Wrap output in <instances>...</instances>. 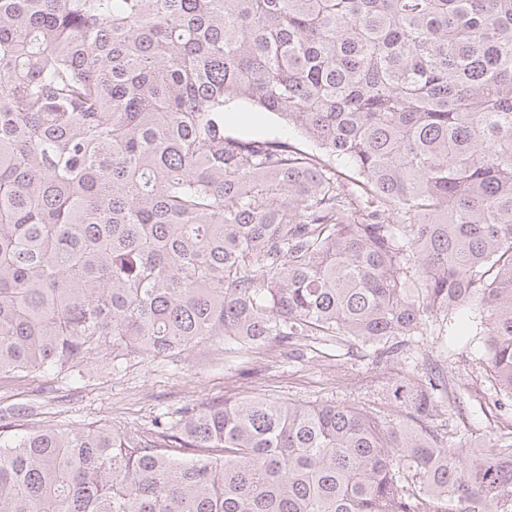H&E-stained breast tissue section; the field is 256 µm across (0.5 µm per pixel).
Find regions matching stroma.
I'll return each instance as SVG.
<instances>
[{
  "label": "stroma",
  "mask_w": 512,
  "mask_h": 512,
  "mask_svg": "<svg viewBox=\"0 0 512 512\" xmlns=\"http://www.w3.org/2000/svg\"><path fill=\"white\" fill-rule=\"evenodd\" d=\"M226 132L315 149L269 113L258 124L232 122ZM463 316L452 333L410 337L398 358L382 363L368 347L322 336L303 338L292 351L207 345L187 356L151 361L131 356L119 368L113 367L109 351L102 350L72 371L1 376L0 412L18 413L26 427L81 428L92 422L146 427L166 410L261 393L307 405H352L396 419L401 407L382 400L383 387L428 361L447 371L459 387V404L439 400L436 424L447 433L450 447L468 450L492 437L512 436V408L494 406V388L483 366L485 348L475 334L478 313L467 309Z\"/></svg>",
  "instance_id": "stroma-1"
}]
</instances>
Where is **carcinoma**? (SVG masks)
<instances>
[{
	"instance_id": "obj_1",
	"label": "carcinoma",
	"mask_w": 512,
	"mask_h": 512,
	"mask_svg": "<svg viewBox=\"0 0 512 512\" xmlns=\"http://www.w3.org/2000/svg\"><path fill=\"white\" fill-rule=\"evenodd\" d=\"M233 102L322 153L226 134ZM467 307L512 406V0H0V376L391 359ZM448 389L409 375L396 421L253 394L0 425V512H512V441L447 447Z\"/></svg>"
}]
</instances>
